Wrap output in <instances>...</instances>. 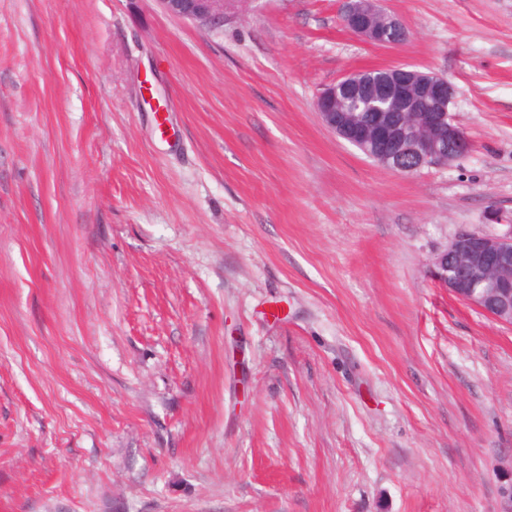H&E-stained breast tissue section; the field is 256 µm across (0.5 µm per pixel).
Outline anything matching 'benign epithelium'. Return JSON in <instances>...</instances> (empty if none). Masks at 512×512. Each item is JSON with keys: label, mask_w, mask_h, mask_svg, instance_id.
Wrapping results in <instances>:
<instances>
[{"label": "benign epithelium", "mask_w": 512, "mask_h": 512, "mask_svg": "<svg viewBox=\"0 0 512 512\" xmlns=\"http://www.w3.org/2000/svg\"><path fill=\"white\" fill-rule=\"evenodd\" d=\"M168 16L205 29L224 25V14L237 0H157ZM343 24L359 40L396 45L406 36L400 20L379 6V0H343ZM374 91L375 120L360 125L340 106L343 92L358 91L368 72L348 74L324 87L314 109L330 131L354 145L377 165L405 172L448 166L467 155L468 139L449 111L454 88L448 79L407 66L382 69ZM434 272L457 298L499 322L512 325V231L490 234L462 230L436 255Z\"/></svg>", "instance_id": "1"}]
</instances>
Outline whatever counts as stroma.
Returning <instances> with one entry per match:
<instances>
[{"label": "stroma", "instance_id": "1", "mask_svg": "<svg viewBox=\"0 0 512 512\" xmlns=\"http://www.w3.org/2000/svg\"><path fill=\"white\" fill-rule=\"evenodd\" d=\"M0 0V512H512V325L438 281L512 230V0ZM408 64L470 143L384 169L314 100ZM168 16L190 21L205 29L224 25V14L234 7L237 0H157ZM343 24L359 40L382 46L396 45L406 36L400 20L385 12L379 0H343Z\"/></svg>", "mask_w": 512, "mask_h": 512}]
</instances>
